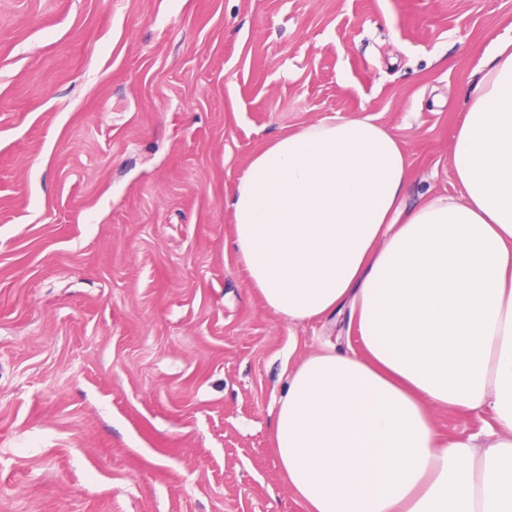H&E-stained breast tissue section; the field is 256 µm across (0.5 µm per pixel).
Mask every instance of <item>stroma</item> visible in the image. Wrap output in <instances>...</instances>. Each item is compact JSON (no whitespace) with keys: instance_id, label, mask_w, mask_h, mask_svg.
<instances>
[{"instance_id":"1","label":"stroma","mask_w":512,"mask_h":512,"mask_svg":"<svg viewBox=\"0 0 512 512\" xmlns=\"http://www.w3.org/2000/svg\"><path fill=\"white\" fill-rule=\"evenodd\" d=\"M512 0H0V512H303L271 444L289 323L228 201L273 139L371 114L407 206Z\"/></svg>"}]
</instances>
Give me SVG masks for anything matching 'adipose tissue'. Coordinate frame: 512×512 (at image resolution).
I'll list each match as a JSON object with an SVG mask.
<instances>
[{"label": "adipose tissue", "instance_id": "obj_1", "mask_svg": "<svg viewBox=\"0 0 512 512\" xmlns=\"http://www.w3.org/2000/svg\"><path fill=\"white\" fill-rule=\"evenodd\" d=\"M460 200L406 207L407 155L373 116L329 117L247 164L233 242L288 321L349 306L356 349L284 365L272 445L305 512H512V40L454 135ZM438 407L490 412L445 440Z\"/></svg>", "mask_w": 512, "mask_h": 512}]
</instances>
